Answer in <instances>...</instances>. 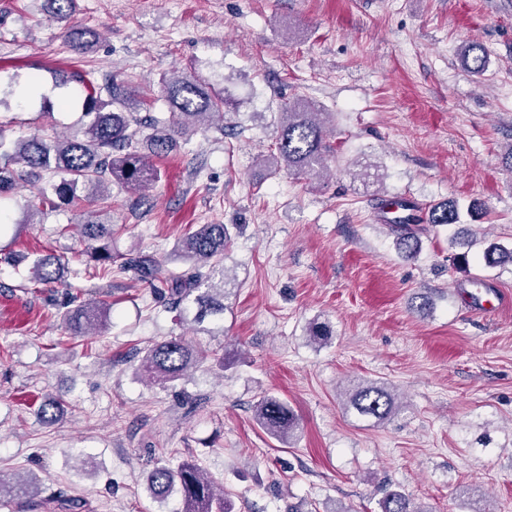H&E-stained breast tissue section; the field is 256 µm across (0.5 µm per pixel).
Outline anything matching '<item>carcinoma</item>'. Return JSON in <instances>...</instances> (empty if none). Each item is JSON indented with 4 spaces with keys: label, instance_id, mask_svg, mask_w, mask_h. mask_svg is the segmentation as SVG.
<instances>
[{
    "label": "carcinoma",
    "instance_id": "obj_1",
    "mask_svg": "<svg viewBox=\"0 0 512 512\" xmlns=\"http://www.w3.org/2000/svg\"><path fill=\"white\" fill-rule=\"evenodd\" d=\"M46 9L62 29L72 48L85 52L90 47L87 36L91 31L74 24L75 0H45ZM462 66L473 75L486 70L487 54L479 43L465 47ZM83 94L80 125L62 137L44 139L37 136L9 140L7 127L0 122V199L7 198L19 181L33 185L52 173L55 183L39 190L40 203L55 209L59 204L76 201L86 206L87 218L81 225L89 242L112 237L110 210L101 207L102 192L109 183L143 190L159 178L153 159L162 158L178 145L186 131L234 130L235 101L228 95L212 90L189 72L165 75L159 82V94L170 110L163 122L150 112L139 109L149 105L140 89L122 80L100 79L95 70H85L75 76ZM274 148L267 161L274 169L284 166L296 176H318L327 170L332 152L327 141L323 113L312 110L309 103L292 98L281 103ZM93 185L96 193L78 194L82 186ZM408 211L405 219L389 224L395 243L406 257L414 258L421 251L422 229L418 228L419 206L403 201ZM427 223L457 224L460 212L454 203H440L429 208ZM233 235L227 224H199L196 229L177 239L174 255L186 265L181 272L169 270L156 258L137 250L122 255L120 270L143 282L177 311L181 323L197 326L210 336L224 335V310L234 291L237 277L225 265ZM90 258L103 270L112 269V251L106 244L95 246ZM488 267L512 265V248L491 243L483 250ZM66 265L52 254L40 255L29 268V280L35 284H64ZM110 303L82 291L66 292L59 312L68 334L86 336L105 327ZM310 342L322 346L329 342L331 328L325 322H312ZM204 359L202 351L183 337H170L144 350L136 375L156 384L166 385L184 380ZM346 407L364 419L383 423L394 413L395 397L385 385L363 381L347 394ZM64 411V401L49 397L39 408L43 419H56ZM254 421L269 437L287 444L298 427V419L288 403L272 393H262L253 406ZM150 497L163 508L176 494L181 507L177 512H233L231 500L216 492L193 460L171 465L160 457L147 474ZM19 494L28 499L27 507L40 506L35 499L33 482L7 479L0 472V500ZM381 512H424L415 508L405 492L392 489L379 501Z\"/></svg>",
    "mask_w": 512,
    "mask_h": 512
}]
</instances>
